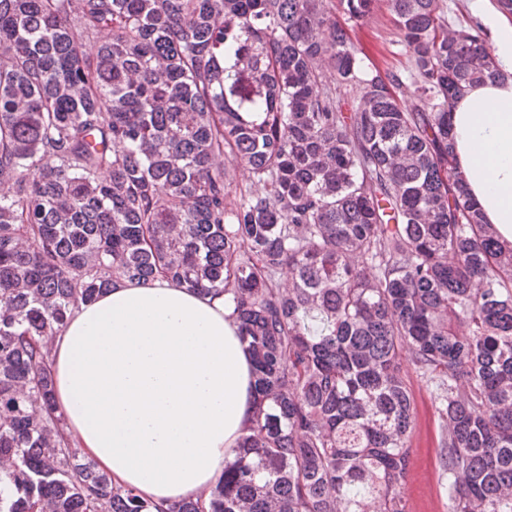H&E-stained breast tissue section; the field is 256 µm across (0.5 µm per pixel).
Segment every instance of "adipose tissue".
Returning <instances> with one entry per match:
<instances>
[{
	"mask_svg": "<svg viewBox=\"0 0 512 512\" xmlns=\"http://www.w3.org/2000/svg\"><path fill=\"white\" fill-rule=\"evenodd\" d=\"M481 18L500 74L455 103L451 137L472 201L512 243V23L486 7ZM232 309L158 275L72 311L48 363L55 406L71 445L114 484L168 506L223 478L255 411Z\"/></svg>",
	"mask_w": 512,
	"mask_h": 512,
	"instance_id": "1",
	"label": "adipose tissue"
}]
</instances>
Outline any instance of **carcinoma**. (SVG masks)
I'll use <instances>...</instances> for the list:
<instances>
[{
	"mask_svg": "<svg viewBox=\"0 0 512 512\" xmlns=\"http://www.w3.org/2000/svg\"><path fill=\"white\" fill-rule=\"evenodd\" d=\"M375 2L0 0V512H409L405 349L448 512H512V245L449 127L500 72L438 0H388L407 105L348 34ZM158 274L232 297L257 400L166 511L69 446L47 369L72 309Z\"/></svg>",
	"mask_w": 512,
	"mask_h": 512,
	"instance_id": "1",
	"label": "carcinoma"
}]
</instances>
